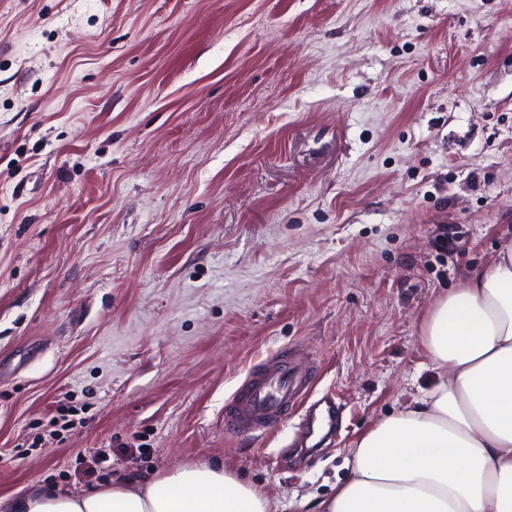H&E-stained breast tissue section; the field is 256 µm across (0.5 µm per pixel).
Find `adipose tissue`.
Listing matches in <instances>:
<instances>
[{"label": "adipose tissue", "mask_w": 512, "mask_h": 512, "mask_svg": "<svg viewBox=\"0 0 512 512\" xmlns=\"http://www.w3.org/2000/svg\"><path fill=\"white\" fill-rule=\"evenodd\" d=\"M421 340L438 383L353 442L348 478L316 512H512V243L434 304ZM0 512H269V501L193 464L146 486L38 487L0 497Z\"/></svg>", "instance_id": "adipose-tissue-1"}]
</instances>
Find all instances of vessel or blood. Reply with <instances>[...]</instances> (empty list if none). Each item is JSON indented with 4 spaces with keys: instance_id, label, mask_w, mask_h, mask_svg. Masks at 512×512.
Masks as SVG:
<instances>
[{
    "instance_id": "vessel-or-blood-1",
    "label": "vessel or blood",
    "mask_w": 512,
    "mask_h": 512,
    "mask_svg": "<svg viewBox=\"0 0 512 512\" xmlns=\"http://www.w3.org/2000/svg\"><path fill=\"white\" fill-rule=\"evenodd\" d=\"M312 369L309 362L289 363L278 356L252 368L242 389L224 409V425L235 432L271 431L289 407L309 396Z\"/></svg>"
}]
</instances>
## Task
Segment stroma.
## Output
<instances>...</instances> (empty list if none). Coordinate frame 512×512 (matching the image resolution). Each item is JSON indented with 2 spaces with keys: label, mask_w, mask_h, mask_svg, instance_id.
Returning a JSON list of instances; mask_svg holds the SVG:
<instances>
[{
  "label": "stroma",
  "mask_w": 512,
  "mask_h": 512,
  "mask_svg": "<svg viewBox=\"0 0 512 512\" xmlns=\"http://www.w3.org/2000/svg\"><path fill=\"white\" fill-rule=\"evenodd\" d=\"M510 241L512 0H0V496L220 461L312 512ZM276 353L340 409L304 454L224 427Z\"/></svg>",
  "instance_id": "obj_1"
}]
</instances>
